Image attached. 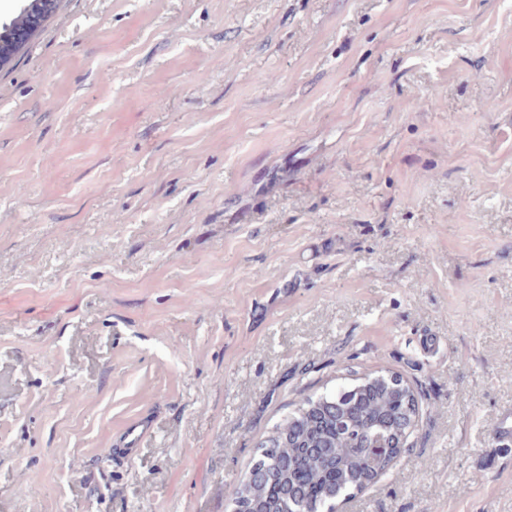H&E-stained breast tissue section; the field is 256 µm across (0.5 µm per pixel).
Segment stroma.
<instances>
[{"instance_id":"obj_1","label":"stroma","mask_w":512,"mask_h":512,"mask_svg":"<svg viewBox=\"0 0 512 512\" xmlns=\"http://www.w3.org/2000/svg\"><path fill=\"white\" fill-rule=\"evenodd\" d=\"M383 368L336 512H512V0H59L0 67V512H229ZM418 416L413 389L389 370L306 398L258 444L231 491L233 509L244 484L253 512H335L336 499L363 489L400 458Z\"/></svg>"}]
</instances>
